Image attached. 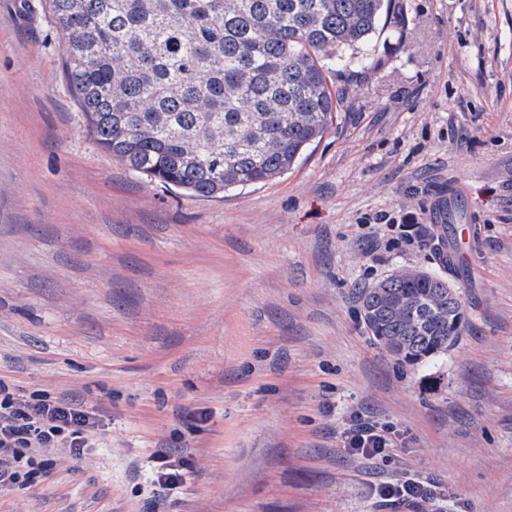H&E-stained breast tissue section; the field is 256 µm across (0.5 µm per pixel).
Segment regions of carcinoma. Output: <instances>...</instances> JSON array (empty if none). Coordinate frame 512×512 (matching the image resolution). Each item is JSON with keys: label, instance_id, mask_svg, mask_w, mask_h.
Returning a JSON list of instances; mask_svg holds the SVG:
<instances>
[{"label": "carcinoma", "instance_id": "1", "mask_svg": "<svg viewBox=\"0 0 512 512\" xmlns=\"http://www.w3.org/2000/svg\"><path fill=\"white\" fill-rule=\"evenodd\" d=\"M393 0H46L93 141L130 170L210 198L288 171L337 94L324 61L374 51ZM397 360L439 358L467 325L448 277L406 269L360 290Z\"/></svg>", "mask_w": 512, "mask_h": 512}]
</instances>
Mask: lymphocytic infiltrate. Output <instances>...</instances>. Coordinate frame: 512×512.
Instances as JSON below:
<instances>
[{
  "mask_svg": "<svg viewBox=\"0 0 512 512\" xmlns=\"http://www.w3.org/2000/svg\"><path fill=\"white\" fill-rule=\"evenodd\" d=\"M98 428L95 410L76 397L22 393L0 380V487H31L47 473V453L62 444L82 453ZM342 437L361 455H380L389 445L387 430L361 416Z\"/></svg>",
  "mask_w": 512,
  "mask_h": 512,
  "instance_id": "lymphocytic-infiltrate-1",
  "label": "lymphocytic infiltrate"
}]
</instances>
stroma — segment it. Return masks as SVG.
<instances>
[{
  "mask_svg": "<svg viewBox=\"0 0 512 512\" xmlns=\"http://www.w3.org/2000/svg\"><path fill=\"white\" fill-rule=\"evenodd\" d=\"M363 63L327 61L332 124L288 173L192 198L98 148L45 0H0V378L78 394L104 427L59 446L0 512H512V0H395ZM450 202L463 261L372 245L361 217ZM447 272L468 324L417 366L368 335L358 291ZM391 428L368 458L355 414ZM430 500L386 501L409 475ZM156 457L160 463V466L156 471L155 478L158 488L164 492L176 487L183 481V472L173 469L172 465L167 461L169 459V455L166 450L158 452Z\"/></svg>",
  "mask_w": 512,
  "mask_h": 512,
  "instance_id": "1",
  "label": "stroma"
}]
</instances>
